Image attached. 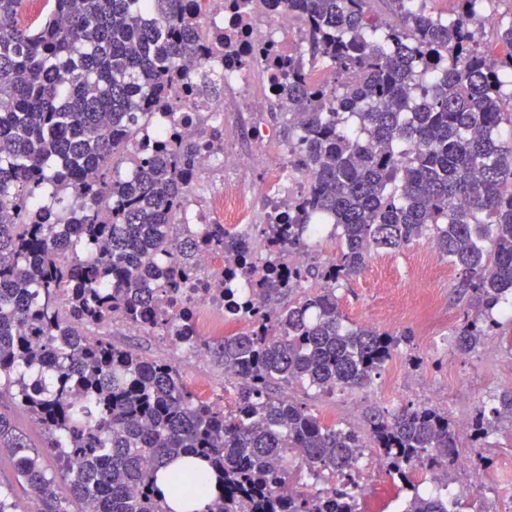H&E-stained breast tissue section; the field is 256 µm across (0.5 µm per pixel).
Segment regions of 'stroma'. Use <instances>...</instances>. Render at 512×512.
<instances>
[{
    "label": "stroma",
    "instance_id": "stroma-1",
    "mask_svg": "<svg viewBox=\"0 0 512 512\" xmlns=\"http://www.w3.org/2000/svg\"><path fill=\"white\" fill-rule=\"evenodd\" d=\"M423 250L412 245L400 251L379 252L369 259L362 272L338 288L340 308L348 324H367L394 335L409 336L380 376L364 388L347 390L327 397L294 384L288 395L306 404L327 421L363 433L367 430L368 409H396L408 404H424L448 411L453 419L471 418L477 406L492 396L512 388V321H503L492 339L495 349L479 347L464 355L452 344V332L463 317L464 301L455 292V272L446 258L433 255L437 279L421 283L414 267ZM432 294L440 313L431 328H423L414 314L396 321L385 315L393 300L407 298L416 305L420 294ZM108 341L118 348H131L141 355L179 364L181 353L157 331L125 332L120 326L105 330ZM190 391L208 383L209 398H223L225 409H232L238 393L236 380L227 378L216 358H208L181 374ZM0 413L8 416L17 433L38 452L46 469H54L55 457L45 443L42 429L11 396L0 397ZM463 456L468 465H479L484 478L480 488H472L467 467L448 474V494L472 490L474 507L486 512H512V425L504 424L490 434L483 446L463 441ZM365 512H397L399 502L393 496L390 480L382 466L361 478Z\"/></svg>",
    "mask_w": 512,
    "mask_h": 512
}]
</instances>
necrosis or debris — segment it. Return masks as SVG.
<instances>
[{
	"label": "necrosis or debris",
	"instance_id": "1",
	"mask_svg": "<svg viewBox=\"0 0 512 512\" xmlns=\"http://www.w3.org/2000/svg\"><path fill=\"white\" fill-rule=\"evenodd\" d=\"M196 25L205 54L177 63L162 112L145 114L131 148L161 139L197 143L181 223L223 225L261 266L267 242L248 233L257 201L267 205L266 222L280 223L309 179L294 162L270 160L279 115L288 109V60L304 52L306 25L287 0H199ZM230 267L222 253L195 254L194 285L182 297L194 340L234 336L247 327L230 319L224 291L249 302L257 282Z\"/></svg>",
	"mask_w": 512,
	"mask_h": 512
}]
</instances>
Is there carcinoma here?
Returning a JSON list of instances; mask_svg holds the SVG:
<instances>
[{
    "mask_svg": "<svg viewBox=\"0 0 512 512\" xmlns=\"http://www.w3.org/2000/svg\"><path fill=\"white\" fill-rule=\"evenodd\" d=\"M374 0H288L307 23V52L288 62V110L300 121V162L310 173L288 222L259 225L283 250L328 220L340 230L319 266L268 271L253 328L205 347L239 381L236 407L199 400L178 368L86 335L110 319L189 339L178 302L199 235L173 233L195 145L134 158L128 143L145 101L159 106L173 67L200 54L197 0H45L17 23L20 0H0V390L43 429L83 512H166L155 471L183 454L218 476L208 512H363L356 466L372 448L403 498L402 512H462L443 481L460 456L456 422L433 407L375 408L368 434L322 422L276 396L280 383L320 395L362 388L405 336L347 326L336 296L371 252L433 245L458 274L466 310L454 345L470 352L512 307V22L497 30L506 56L490 55L479 25L490 0H457L448 21L390 0L398 22L369 17ZM328 64L338 85L304 82ZM420 145L415 153L397 146ZM72 227V240L53 235ZM212 244L234 253L216 224ZM320 288L303 290L309 279ZM512 424V390L476 408L469 439ZM40 512H71L56 475L0 413V449ZM298 461L316 491L290 486ZM420 468L436 487L411 481ZM178 498L202 485L170 475Z\"/></svg>",
    "mask_w": 512,
    "mask_h": 512,
    "instance_id": "cac0c4a2",
    "label": "carcinoma"
}]
</instances>
